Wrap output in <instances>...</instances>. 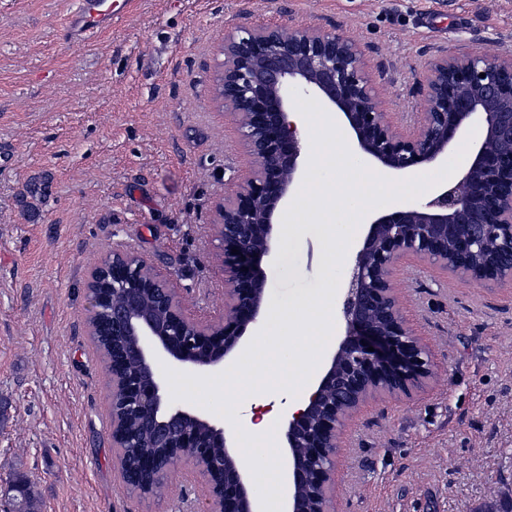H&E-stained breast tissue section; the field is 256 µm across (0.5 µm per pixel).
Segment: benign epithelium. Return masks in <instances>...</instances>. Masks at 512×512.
Masks as SVG:
<instances>
[{
	"label": "benign epithelium",
	"mask_w": 512,
	"mask_h": 512,
	"mask_svg": "<svg viewBox=\"0 0 512 512\" xmlns=\"http://www.w3.org/2000/svg\"><path fill=\"white\" fill-rule=\"evenodd\" d=\"M217 74L224 109L233 115L256 168L216 205L228 304L224 320L202 326L182 311L175 290L136 252L112 249L91 269L108 285L89 291L105 332L130 339L112 347V413L145 415L138 435L112 418V445L166 449L120 467L124 482L153 495L170 467L193 458L215 512H261L249 475L224 427L168 397L157 364L197 373L220 369L264 315L267 272L277 249V216L306 172V146L292 90L338 118L353 148L381 171L404 177L448 155L472 125L481 130L456 182L421 204L401 206L368 225L350 258L339 318L344 330L313 382L307 404L287 420L283 512H332L336 458L345 419L376 391L407 394L431 372L420 341L406 326L393 288L395 263L420 254L481 283L512 280V57L466 54L432 62L425 74L421 126L397 134L364 70L363 50L316 27L241 29L224 36ZM485 77H480V74ZM237 253H232V250Z\"/></svg>",
	"instance_id": "7a95c632"
}]
</instances>
